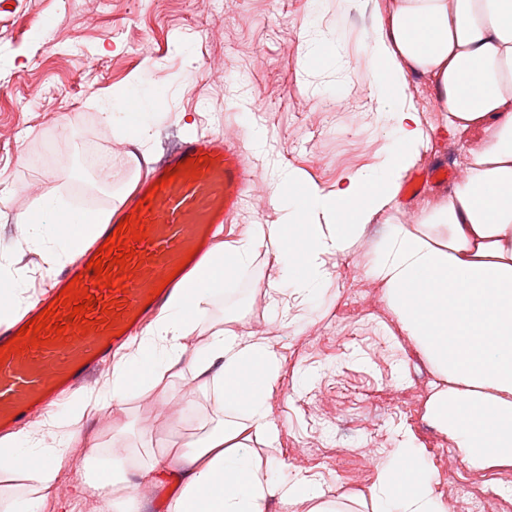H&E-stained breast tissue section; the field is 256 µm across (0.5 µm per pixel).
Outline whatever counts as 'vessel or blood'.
Wrapping results in <instances>:
<instances>
[{"instance_id": "1", "label": "vessel or blood", "mask_w": 512, "mask_h": 512, "mask_svg": "<svg viewBox=\"0 0 512 512\" xmlns=\"http://www.w3.org/2000/svg\"><path fill=\"white\" fill-rule=\"evenodd\" d=\"M197 157L203 160L199 176L178 173L174 182L162 184L165 172ZM251 181L239 144L220 135L181 141L154 163L150 177L139 182L115 210L111 223L101 226L94 247L83 253L80 262L63 267L55 275L45 292L28 306L22 321L42 312L74 277L90 285L86 264L95 256L97 246L112 236L117 222L136 213L148 229L146 239L135 249L142 263L132 269L124 290L110 287L101 292L103 300L120 302V317L108 327L99 323V311H91L88 317L97 326L89 333L71 328L65 338L11 354L1 362L0 435L13 434L51 403L91 381L115 353L142 333L184 277L201 270L218 238L227 234ZM147 196L151 205L139 207V200ZM22 321L0 325V346L15 336Z\"/></svg>"}]
</instances>
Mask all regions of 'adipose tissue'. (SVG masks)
<instances>
[{
  "label": "adipose tissue",
  "mask_w": 512,
  "mask_h": 512,
  "mask_svg": "<svg viewBox=\"0 0 512 512\" xmlns=\"http://www.w3.org/2000/svg\"><path fill=\"white\" fill-rule=\"evenodd\" d=\"M365 54L377 119L392 134L381 160L347 175L330 192L302 173H284L273 188L284 223L257 225L246 240L213 252L206 272L171 299L138 355L114 365L111 385L78 399L82 410L118 407L130 390L171 385L188 368L213 387L233 419L190 447L144 458L118 437L102 448L97 431L87 430L82 467L88 486L101 496L130 487L133 478L148 483L163 475L173 483V512H263L272 496L290 512H340L314 499L310 479L274 481L254 460L253 440L275 437L267 392L279 376L276 354L258 339L224 328L197 349L180 338L258 248L272 249L279 265L269 291L311 294L321 286L328 276L326 255L354 245L365 224L397 196L419 156L423 130L405 95L411 71L435 82L449 132L473 133L472 167L448 199L422 210L416 227L389 225L369 273L388 288L402 330L448 382L430 404L438 426L471 467L512 462V0H393ZM163 108L161 96L137 74L102 103L110 127L141 145ZM110 217L107 210L76 214L47 196L20 220L18 231L44 248L53 269L83 251ZM53 428L48 422L0 442V474L32 483L28 497L1 512H38L52 494L68 455ZM376 470L372 512H446L421 449L406 437Z\"/></svg>",
  "instance_id": "obj_1"
}]
</instances>
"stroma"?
<instances>
[{
	"label": "stroma",
	"mask_w": 512,
	"mask_h": 512,
	"mask_svg": "<svg viewBox=\"0 0 512 512\" xmlns=\"http://www.w3.org/2000/svg\"><path fill=\"white\" fill-rule=\"evenodd\" d=\"M390 2L354 0L339 13L318 0H0V274L21 281L28 299L48 285L39 252L16 228L41 197L108 209L141 178L128 141L98 120L101 95L135 72L166 100L150 155L206 134L245 146L249 125L267 129L262 156L249 158L253 181L231 241L252 225L281 223L271 195L280 172H303L331 191L374 164L389 138L373 122L363 46ZM312 20L317 40L343 43L304 68L301 35ZM406 94L427 135L415 169L443 155L449 169L468 171L465 140L448 133L433 80L408 73ZM448 192L429 182L413 199L397 195L351 250L327 256L329 280L311 300H289L287 323L263 289L278 264L273 253L258 252L189 334L196 347L228 328L276 353L280 377L267 396L276 481L311 477L326 499L371 512L376 463L404 432L422 448L450 512L482 495L467 484L469 465L431 418V398L446 380L402 331L383 283L367 273L388 223H417L424 204ZM214 399L189 372L165 397L129 394L125 441L156 453L184 447L221 420ZM84 452L73 443L40 512H118L88 489Z\"/></svg>",
	"instance_id": "35a3bbf8"
}]
</instances>
